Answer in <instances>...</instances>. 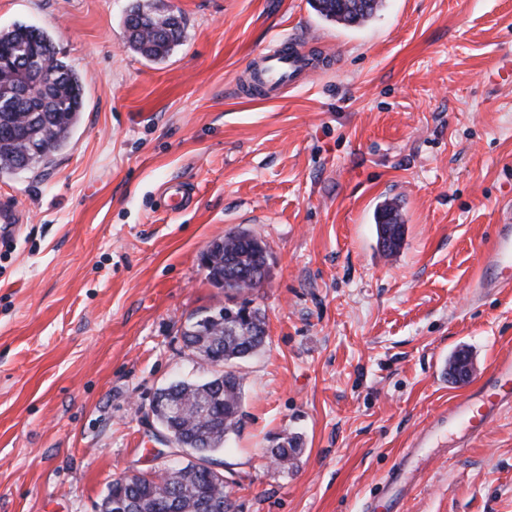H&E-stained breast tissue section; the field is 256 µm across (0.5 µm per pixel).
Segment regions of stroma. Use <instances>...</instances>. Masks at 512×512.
<instances>
[{"label":"stroma","mask_w":512,"mask_h":512,"mask_svg":"<svg viewBox=\"0 0 512 512\" xmlns=\"http://www.w3.org/2000/svg\"><path fill=\"white\" fill-rule=\"evenodd\" d=\"M130 3L0 0V28L47 31L85 95L49 163L0 172L26 215L0 245V512H100L114 480L160 468L147 411L202 377L181 331L225 297L200 255L241 229L269 251L249 295L268 339L238 364L244 416L216 455L232 512H366L403 461L400 512H512V409L464 446L429 430L512 353V287L475 285L512 213V0H384L353 28L309 0H175L184 38L162 62L130 49ZM286 39L304 76L246 92ZM171 180L196 195L179 214ZM378 245L387 255L396 253L404 240L405 224H403L400 205L386 202L376 213ZM385 235H388L387 237ZM390 244L387 245L386 241ZM282 441L271 448V458L280 468H288V464L292 463L294 454L299 446L297 437L288 438V434L280 438Z\"/></svg>","instance_id":"obj_1"}]
</instances>
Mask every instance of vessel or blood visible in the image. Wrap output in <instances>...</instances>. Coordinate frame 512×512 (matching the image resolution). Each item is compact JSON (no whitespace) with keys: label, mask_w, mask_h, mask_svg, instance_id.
<instances>
[{"label":"vessel or blood","mask_w":512,"mask_h":512,"mask_svg":"<svg viewBox=\"0 0 512 512\" xmlns=\"http://www.w3.org/2000/svg\"><path fill=\"white\" fill-rule=\"evenodd\" d=\"M305 66L304 56L297 44L284 41L277 50L263 52L251 60L249 67L259 70L262 80L270 92L286 84L295 82ZM163 195L170 203L172 212L188 210L194 196L184 184L167 183ZM25 220L24 213L14 207L0 209V238L12 239ZM484 267L491 271V278H478L480 288H504L512 285V223L497 225L490 247L485 255ZM512 406V356L498 358L491 369V377L485 387L468 397L455 401L442 415L440 421L449 430H458L463 440L477 437L505 407ZM408 484L404 466H397L389 472L381 484L380 502L389 505L396 512L399 492Z\"/></svg>","instance_id":"vessel-or-blood-1"}]
</instances>
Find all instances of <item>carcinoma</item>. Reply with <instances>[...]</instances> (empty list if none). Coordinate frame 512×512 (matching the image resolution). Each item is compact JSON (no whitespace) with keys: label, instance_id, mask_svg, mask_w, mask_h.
<instances>
[{"label":"carcinoma","instance_id":"obj_1","mask_svg":"<svg viewBox=\"0 0 512 512\" xmlns=\"http://www.w3.org/2000/svg\"><path fill=\"white\" fill-rule=\"evenodd\" d=\"M383 0H312L324 19L346 27L371 19ZM131 47L143 57L160 61L180 44L184 27L181 16L165 11L162 0H135L125 17ZM11 53L30 60L25 78L33 81L39 69H54L63 77L59 89L29 111L27 101L14 96L17 83L0 79V171L28 169L43 163L63 149L77 128L83 107L79 74L58 57L51 37L43 30L16 24L0 29V54ZM378 245L388 255L396 253L404 240L400 205L386 202L376 213ZM211 264L207 278L214 285L224 283V292L237 294L258 288L247 280L258 265L268 260L266 244L246 230L230 233L209 246ZM184 346L194 355L205 348L212 363L227 365L241 361L266 342L265 316L260 309L241 323L234 305L224 306V315L209 311L189 319L182 332ZM179 409L177 432L204 462L224 447V439L241 422L243 376L225 371L208 389L193 384L176 386L168 393ZM299 446L295 437H282L271 449V458L288 468ZM231 482L218 478L205 467L160 476H126L112 482V495L136 502L135 512H204L207 501L224 500V512H231Z\"/></svg>","mask_w":512,"mask_h":512}]
</instances>
